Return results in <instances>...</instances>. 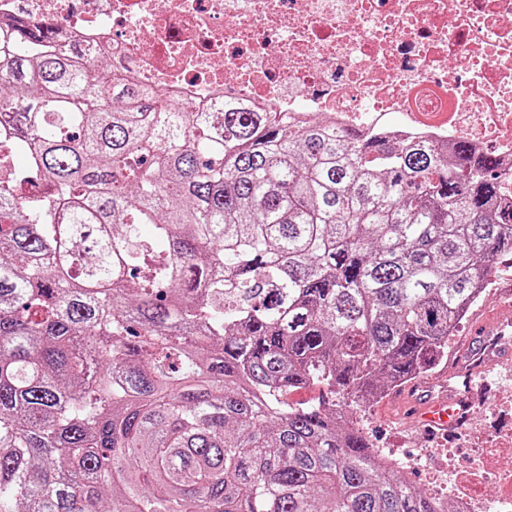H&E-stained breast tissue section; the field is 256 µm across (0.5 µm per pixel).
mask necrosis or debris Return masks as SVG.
Returning a JSON list of instances; mask_svg holds the SVG:
<instances>
[{
  "mask_svg": "<svg viewBox=\"0 0 512 512\" xmlns=\"http://www.w3.org/2000/svg\"><path fill=\"white\" fill-rule=\"evenodd\" d=\"M1 17L52 25L191 112L232 99L342 134L466 139L512 196V0H0ZM427 485L451 512H512V427Z\"/></svg>",
  "mask_w": 512,
  "mask_h": 512,
  "instance_id": "obj_1",
  "label": "necrosis or debris"
}]
</instances>
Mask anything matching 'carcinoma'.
Wrapping results in <instances>:
<instances>
[{
  "label": "carcinoma",
  "mask_w": 512,
  "mask_h": 512,
  "mask_svg": "<svg viewBox=\"0 0 512 512\" xmlns=\"http://www.w3.org/2000/svg\"><path fill=\"white\" fill-rule=\"evenodd\" d=\"M54 40L0 22V512H440L336 398L448 353L512 251L497 155L187 112Z\"/></svg>",
  "instance_id": "obj_1"
}]
</instances>
